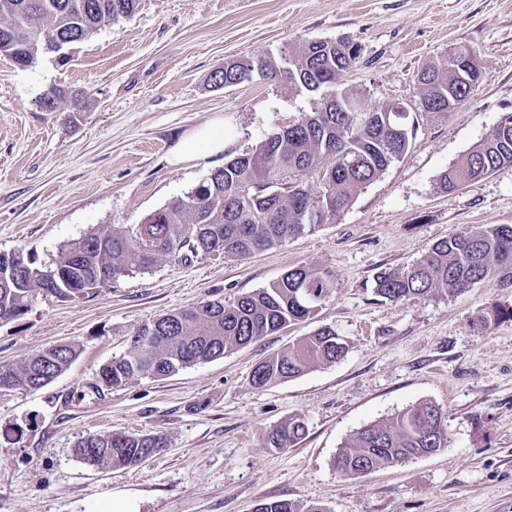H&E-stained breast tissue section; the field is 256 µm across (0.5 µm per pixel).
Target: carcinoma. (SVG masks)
Returning <instances> with one entry per match:
<instances>
[{"label": "carcinoma", "mask_w": 512, "mask_h": 512, "mask_svg": "<svg viewBox=\"0 0 512 512\" xmlns=\"http://www.w3.org/2000/svg\"><path fill=\"white\" fill-rule=\"evenodd\" d=\"M139 0H0V43L12 44L11 59L31 65L39 51H58L93 34L101 24L126 19ZM465 47H456L424 68L418 76L420 100L428 114L452 111L482 80L469 65ZM361 47L346 39H308L275 58L264 53L230 60L214 72V85L234 86L259 75L290 93H306L311 111L271 134L255 151L235 157L212 172L184 196L148 216L143 224H109L64 245L44 268L24 260L32 272L24 279L0 276V313H25L34 297L31 282L47 283L46 270L61 274L44 291L61 299L84 297L83 279L100 275V284L131 268L151 269L159 258L186 249L209 256L219 249L226 257H245L316 228V212L326 224L350 207L357 191L384 172L410 144L414 125L392 123V105L371 106L341 88L359 61ZM512 167V113L503 115L492 132L446 170L440 188L452 194L472 179ZM314 175L319 190L302 184ZM194 229L186 237V226ZM490 278L512 288V224H482L464 234L433 243L414 263L379 272L374 293L390 302L435 293L459 294ZM336 291L326 271L297 266L266 288L245 294L230 306L200 302L163 314L144 324L136 336L142 345L99 370L107 387L138 376L165 377L181 368L213 361L274 333L292 321L314 315ZM347 346L330 327L257 363L251 384L257 389L295 378L344 357ZM71 344L49 346L13 368L19 388L37 383L41 389L76 359ZM295 417L272 429L268 448H289L305 432ZM447 417L422 401L394 417L358 431L333 460L339 472L355 476L420 454L444 448ZM89 447L94 465L134 467L162 447L153 435L125 432L91 435L78 447ZM255 512H324L320 505L303 509L287 500L262 502Z\"/></svg>", "instance_id": "1"}]
</instances>
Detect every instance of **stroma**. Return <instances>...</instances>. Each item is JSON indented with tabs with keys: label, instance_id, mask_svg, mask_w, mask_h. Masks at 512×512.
I'll use <instances>...</instances> for the list:
<instances>
[{
	"label": "stroma",
	"instance_id": "obj_1",
	"mask_svg": "<svg viewBox=\"0 0 512 512\" xmlns=\"http://www.w3.org/2000/svg\"><path fill=\"white\" fill-rule=\"evenodd\" d=\"M347 37L362 48L343 84L370 105L415 113L408 150L360 188L330 223L246 257L160 258L89 297L38 295L0 320V364L57 343L79 355L46 387L0 393V512H90L121 495L138 512H254L263 501L325 512H512V289L485 280L467 292L389 302L375 295L385 268L480 224H512V168L440 191L441 174L512 113V0H140L131 18L40 52L20 67L0 55V253L46 261L107 224H139L229 159L253 152L308 112L259 78L214 86L226 60L279 54L306 39ZM475 50L482 81L447 114L418 110L417 75L454 47ZM54 89L86 93L82 111ZM223 119L225 149L174 167L196 128ZM330 272L337 288L310 318L224 358L89 394L131 334L168 311L233 303L288 269ZM328 326L346 355L263 389L251 371ZM440 406L448 445L363 476L333 466L363 427L416 402ZM302 417L292 447L266 432ZM162 438L145 462L93 467L76 454L93 434Z\"/></svg>",
	"mask_w": 512,
	"mask_h": 512
}]
</instances>
